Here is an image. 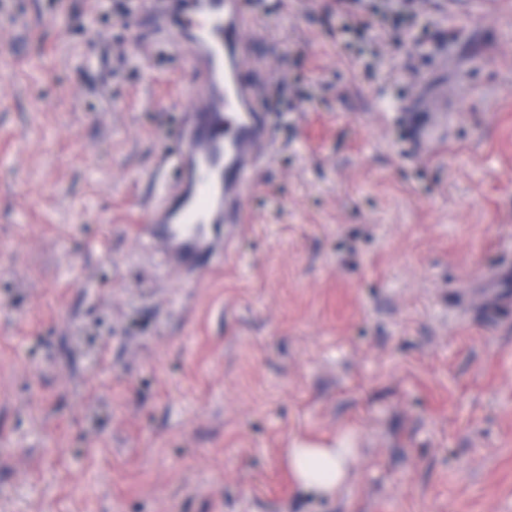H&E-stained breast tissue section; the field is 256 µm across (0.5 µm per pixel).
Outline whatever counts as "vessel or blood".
<instances>
[{"mask_svg":"<svg viewBox=\"0 0 512 512\" xmlns=\"http://www.w3.org/2000/svg\"><path fill=\"white\" fill-rule=\"evenodd\" d=\"M137 33L185 45L194 97L178 148L168 161L179 180L163 189L140 224L139 238L188 273L203 272L232 242L225 224H246L245 199L270 141L271 116L256 84L251 57L259 25L252 0H136Z\"/></svg>","mask_w":512,"mask_h":512,"instance_id":"vessel-or-blood-1","label":"vessel or blood"}]
</instances>
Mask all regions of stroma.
Instances as JSON below:
<instances>
[{
  "label": "stroma",
  "instance_id": "1",
  "mask_svg": "<svg viewBox=\"0 0 512 512\" xmlns=\"http://www.w3.org/2000/svg\"><path fill=\"white\" fill-rule=\"evenodd\" d=\"M327 4L257 0L280 113L198 279L133 232L184 57L127 0H0V512H512V8L401 42ZM340 442L348 483L296 489L287 449ZM432 112H440L444 116V121L437 125L421 126L417 120H414L415 136L418 142L431 141L436 138V127L448 125V95L445 94L442 99L435 102L432 106ZM436 126V127H435Z\"/></svg>",
  "mask_w": 512,
  "mask_h": 512
}]
</instances>
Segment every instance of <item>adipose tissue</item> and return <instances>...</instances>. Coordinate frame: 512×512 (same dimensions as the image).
<instances>
[{
    "mask_svg": "<svg viewBox=\"0 0 512 512\" xmlns=\"http://www.w3.org/2000/svg\"><path fill=\"white\" fill-rule=\"evenodd\" d=\"M355 449L297 447L287 452V466L296 486L304 491L330 496L345 483Z\"/></svg>",
    "mask_w": 512,
    "mask_h": 512,
    "instance_id": "obj_1",
    "label": "adipose tissue"
}]
</instances>
